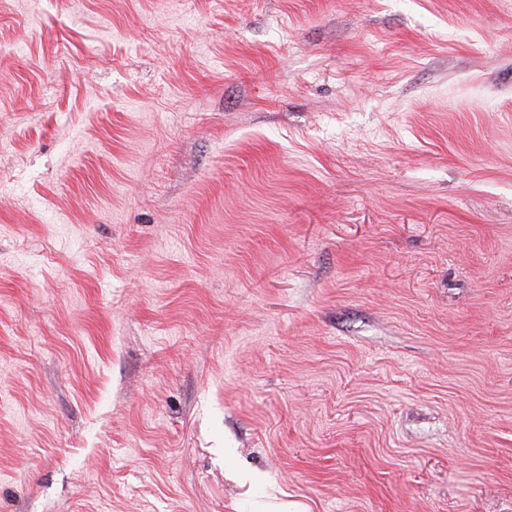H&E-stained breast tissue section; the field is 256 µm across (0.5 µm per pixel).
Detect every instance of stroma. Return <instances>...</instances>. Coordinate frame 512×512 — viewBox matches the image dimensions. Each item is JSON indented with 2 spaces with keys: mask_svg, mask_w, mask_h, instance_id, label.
<instances>
[{
  "mask_svg": "<svg viewBox=\"0 0 512 512\" xmlns=\"http://www.w3.org/2000/svg\"><path fill=\"white\" fill-rule=\"evenodd\" d=\"M0 512H512V0H0Z\"/></svg>",
  "mask_w": 512,
  "mask_h": 512,
  "instance_id": "35a3bbf8",
  "label": "stroma"
}]
</instances>
